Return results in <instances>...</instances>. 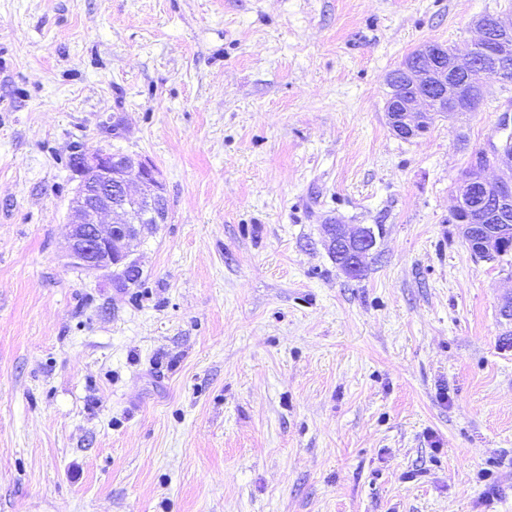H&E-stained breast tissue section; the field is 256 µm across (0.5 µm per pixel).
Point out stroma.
I'll return each instance as SVG.
<instances>
[{"label":"stroma","instance_id":"35a3bbf8","mask_svg":"<svg viewBox=\"0 0 512 512\" xmlns=\"http://www.w3.org/2000/svg\"><path fill=\"white\" fill-rule=\"evenodd\" d=\"M512 0H0V512H512V255L454 192L512 82L386 78ZM159 170L137 282L68 266L73 153ZM372 229L363 274L328 221ZM478 37L459 54L439 43H427L394 72L388 83L413 90L406 98L389 96L386 112L392 131L401 138H418L426 132L429 118L436 113L465 112L461 106L459 76L468 77L481 54L492 56L496 66L512 58V16L480 18ZM438 111V112H436Z\"/></svg>","mask_w":512,"mask_h":512}]
</instances>
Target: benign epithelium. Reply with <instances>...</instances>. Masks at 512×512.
<instances>
[{"instance_id":"7a95c632","label":"benign epithelium","mask_w":512,"mask_h":512,"mask_svg":"<svg viewBox=\"0 0 512 512\" xmlns=\"http://www.w3.org/2000/svg\"><path fill=\"white\" fill-rule=\"evenodd\" d=\"M478 37L464 53L439 43H427L394 72L388 83L403 84L413 93L403 99L389 97L386 112L392 131L401 138H418L426 132L429 118L440 112L463 111L459 76H469L481 54L495 64L512 58V16L481 18ZM506 139L480 153L460 181L453 220L464 227L471 250L485 261L494 262L508 252L502 237L478 235L473 229L491 219L506 223L512 212V183L500 176L489 178L491 167L512 170V131L509 116L499 123ZM79 176L68 205L69 234L65 247L68 263L90 275L113 280L127 279L134 268L131 255L144 231L168 218L169 203L158 169L146 159L107 149L75 156ZM325 244L340 269L351 278L360 276L366 255L376 239L368 227L350 224L323 225Z\"/></svg>"}]
</instances>
